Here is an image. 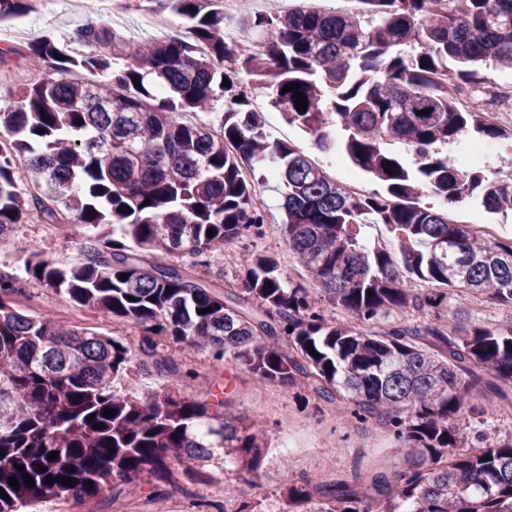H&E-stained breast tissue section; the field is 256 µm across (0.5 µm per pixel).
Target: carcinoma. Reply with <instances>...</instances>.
Segmentation results:
<instances>
[{
  "label": "carcinoma",
  "mask_w": 512,
  "mask_h": 512,
  "mask_svg": "<svg viewBox=\"0 0 512 512\" xmlns=\"http://www.w3.org/2000/svg\"><path fill=\"white\" fill-rule=\"evenodd\" d=\"M31 2L0 0V21ZM166 2L186 36L137 44L88 26L77 48L39 37L29 59L44 77L0 96V136L12 146L0 153V241L28 221L72 218L94 229L75 263L58 266L32 251L25 281L0 272V488L8 494L0 512H24L34 499L95 501L106 490L113 505L144 490L160 499L181 482L211 484L228 457L239 463L236 478L254 484L264 461V431L227 399H192L176 386L142 397L114 390L130 348L31 314L38 288L65 294L79 313L133 324L140 366L161 377L180 374L159 350L165 336L309 392L318 414L341 408L345 422L391 431L404 470L360 485L303 478L288 486V512H512V435L479 434L468 447L455 424L487 416L489 392L512 409L504 390L512 320L446 332L455 296L512 307V240L488 241L421 200L429 193L453 204L476 194L488 211L512 209V176L490 180L440 151L462 134L512 139V128L488 122L481 109L459 111L436 80L445 73L466 84L478 65L512 68V0H364L360 14H254L246 23L263 39L259 52L225 38L222 0ZM215 58L226 65L214 67ZM241 73L288 125L382 190L354 197L293 145L272 141ZM291 83L307 99L303 112L294 93L282 92ZM221 98L219 127L182 120ZM393 143L410 164L390 152ZM19 158L40 193L18 186ZM244 167L280 179L288 251L346 319L327 318L308 288L262 252L242 254L238 292L196 270L200 258L265 223ZM366 224L383 225L394 250L366 245ZM408 308L427 321L381 335L359 329ZM106 409L114 415L103 416Z\"/></svg>",
  "instance_id": "carcinoma-1"
}]
</instances>
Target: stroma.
<instances>
[{
	"label": "stroma",
	"mask_w": 512,
	"mask_h": 512,
	"mask_svg": "<svg viewBox=\"0 0 512 512\" xmlns=\"http://www.w3.org/2000/svg\"><path fill=\"white\" fill-rule=\"evenodd\" d=\"M106 26L116 29L135 42L159 39V32L151 30L142 13L131 11L115 15L107 10L93 13H75L70 0H34L31 10L11 20L0 23V94L19 91L22 87L39 82L42 71L32 69L24 59L29 43L40 36H50L64 41L73 39L74 34L86 25ZM42 224L29 221L19 225L5 241L0 242V270H7L17 276H24L32 242L42 234ZM34 314L57 319L75 318L79 325L94 328L97 332L123 341L128 347H135L139 332L132 324L115 321L96 311L74 314L67 296L53 290H45L33 306ZM512 318V308L499 306L486 299L471 296L457 307L455 323L459 326H492ZM259 376L246 366L227 359L213 362L210 375L195 374L182 387L184 395L203 399L209 393L220 390L228 397L234 408L248 419L259 421L265 432L270 448L264 461V478L261 485L253 486L236 482L233 474L221 475L211 488L214 503H223L225 485H235L238 499L258 505L262 512H282L286 506L287 480L301 475L318 476L319 467L312 466L298 471L282 466L278 458L283 451L284 434L276 418L264 415L253 403L251 391L259 384ZM286 415L303 421L304 432L315 439H325L335 450L333 463L340 477L351 480L366 478L368 473L378 470L394 473L402 470L403 464L391 437L376 438L375 424H368L358 430L343 429L338 424H329L316 418L312 404L298 397L294 390L276 387Z\"/></svg>",
	"instance_id": "stroma-1"
}]
</instances>
